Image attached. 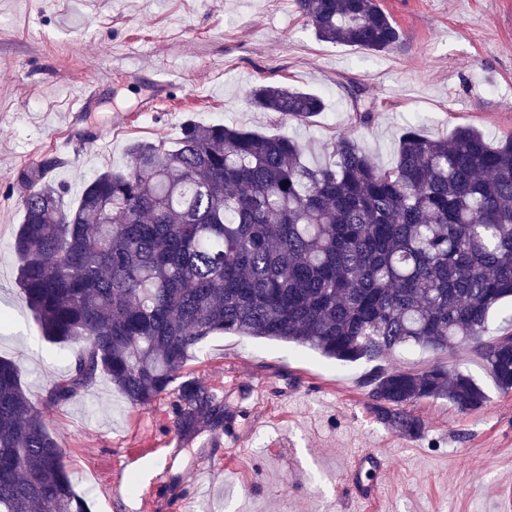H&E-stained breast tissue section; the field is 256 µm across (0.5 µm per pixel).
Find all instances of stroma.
Listing matches in <instances>:
<instances>
[{"label":"stroma","instance_id":"stroma-1","mask_svg":"<svg viewBox=\"0 0 512 512\" xmlns=\"http://www.w3.org/2000/svg\"><path fill=\"white\" fill-rule=\"evenodd\" d=\"M402 33L385 52L319 41L294 0H0V357L20 369L32 399L65 374L68 344L44 338L18 284L12 243L22 222L16 174L45 154L60 165L65 207L84 182L121 170L137 140L176 144L186 121L282 134L323 165L339 138L394 164L406 124L429 137L459 125L489 141L512 134V0H379ZM178 76L177 101L145 112L149 75ZM264 82L322 96L308 123L277 122L245 93ZM358 84L374 118L360 124L347 92ZM89 109L65 115L86 91ZM433 355L402 349L343 363L285 342L233 333L208 337L184 377L223 397V430L177 432L175 391L132 405L106 376L45 413L64 463L91 512H377L343 482L351 454L367 449L389 512H512V393H503L473 349L449 351L486 400L468 414L445 399L411 405L424 429L404 436L369 408L374 367L419 371ZM262 395H255V386ZM243 437L229 448L225 432Z\"/></svg>","mask_w":512,"mask_h":512}]
</instances>
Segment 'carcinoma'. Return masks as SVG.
Instances as JSON below:
<instances>
[{
	"label": "carcinoma",
	"instance_id": "1",
	"mask_svg": "<svg viewBox=\"0 0 512 512\" xmlns=\"http://www.w3.org/2000/svg\"><path fill=\"white\" fill-rule=\"evenodd\" d=\"M294 2L321 41L384 51L401 40L379 0ZM246 98L280 122L325 107L279 84ZM335 157L310 165L286 135L188 121L173 147L132 142L125 169L93 175L69 209L50 177L57 157L18 172L21 293L74 361L37 405L0 358V512H89L44 410L101 373L147 407L218 333L342 362L415 347L440 357L466 343L512 391V335L483 339L491 309L512 297V135L492 143L462 125L430 138L409 124L390 167L348 138ZM365 384L375 417L410 436L422 430L411 404L446 399L467 413L484 402L440 360L379 368ZM177 399L180 434L224 428L227 406L195 379Z\"/></svg>",
	"mask_w": 512,
	"mask_h": 512
}]
</instances>
